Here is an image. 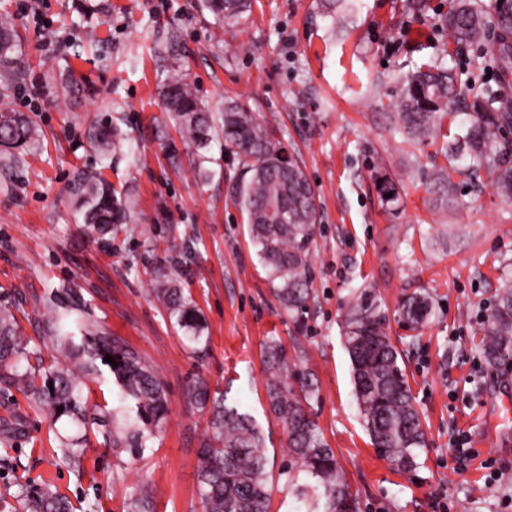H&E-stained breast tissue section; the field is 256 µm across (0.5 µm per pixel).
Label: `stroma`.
<instances>
[{
    "label": "stroma",
    "mask_w": 512,
    "mask_h": 512,
    "mask_svg": "<svg viewBox=\"0 0 512 512\" xmlns=\"http://www.w3.org/2000/svg\"><path fill=\"white\" fill-rule=\"evenodd\" d=\"M82 0H39L49 19L36 34L17 0H0L23 36L32 109L41 140L17 167L0 170V305L17 308L24 338L45 349L36 321L39 297L66 285L91 303L90 318L149 359L169 391L163 432L139 458L107 451L88 434L80 465L56 456L59 438L75 435L68 417L30 409L20 392L0 393V417L20 425L15 448L0 447V496L18 484L52 483L73 512H126L130 492L148 484L157 512H203L198 446L207 415L189 405L197 379L226 392L266 436L272 512H293L285 477L286 433L266 404L262 352L270 337L304 352L317 396L310 409L334 449L359 512H512V361L492 367L479 342L507 273L512 272V201L488 174L454 175V201L428 192L446 166L440 145L401 133L391 113L403 76L441 56L435 28L442 0H355L327 14L323 0H254L251 13L225 32L193 0H101L92 20ZM173 45L158 56L156 45ZM180 65L213 111L233 97L274 143L302 158L319 204L312 250L314 300L295 329L271 293L245 215L233 203L238 161L213 143L208 178L192 170L188 148L161 108L159 91ZM112 120L125 143L106 177L133 202V221L111 246L83 231L67 197L75 169L98 165L91 118ZM398 191L386 202L380 176ZM193 228L194 237L183 234ZM180 271L206 320L208 355L189 354L180 331L150 294L146 276L159 261ZM427 294L432 314L415 331L401 327L398 304ZM369 300L386 317L400 350L428 447L419 467L395 469L373 447L354 397L345 347L351 306ZM468 433L476 453L457 469L450 440Z\"/></svg>",
    "instance_id": "obj_1"
}]
</instances>
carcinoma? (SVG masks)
<instances>
[{"label":"carcinoma","instance_id":"1","mask_svg":"<svg viewBox=\"0 0 512 512\" xmlns=\"http://www.w3.org/2000/svg\"><path fill=\"white\" fill-rule=\"evenodd\" d=\"M219 22L232 26L250 11L251 0H197ZM438 14V29L451 43L476 44L481 59L500 76L512 69V0H493L487 13L470 0H446ZM497 34L489 35L490 30ZM21 38L8 16H0V166L18 164L21 151L36 141L34 122L22 112L8 109L5 99L21 75ZM459 97L456 76L443 60L424 63L402 84L394 116L396 125L411 139L441 141V150L452 173L470 178L485 169L494 175L499 194L512 200V98L504 85L490 90L468 105L467 124L445 129L443 119ZM165 112L181 140L191 149L198 177L207 176L211 142L217 135L238 160L240 177L232 185L233 202L246 214L250 237L273 283L272 294L296 327L312 300L310 262L317 230L318 208L310 180L297 160L285 165L282 149L269 132L233 99L224 101V112L215 117L191 87L180 67L173 68L160 91ZM91 144L100 160L112 159L121 146L112 124L90 123ZM451 173H437L433 191L443 201L456 195ZM68 193L96 241H106L126 230L129 200L118 193L102 171L86 167L75 172ZM151 296L182 331L191 353H207L206 322L179 273L163 263L154 267ZM431 303L422 294L401 302L399 317L409 330H417L430 316ZM85 303L73 288H52L44 295L37 322L43 341L65 354L70 363L44 366L40 353L29 349L21 336L14 308H0V386L15 389L37 409L66 416L84 433L60 440L58 451L70 463L81 461L85 430L97 425L115 451L141 457L169 412L168 387L150 361L119 337L99 330L87 318ZM352 366L355 398L372 445L389 462L412 470L427 448L422 417L415 406L401 354L386 331V317L373 304L352 307L346 336ZM486 362L498 365L512 359V284L497 294L481 340ZM110 355L116 362L104 361ZM109 373L116 387L118 406L109 416L87 413L84 381ZM264 373L270 412L284 426L288 437V495L294 512H343L357 509L356 497L343 478L333 448L324 439L310 413L316 387L309 373L290 365L282 342L273 337L265 345ZM190 402L210 414L207 432L199 447L198 491L205 512H271L270 472L264 436L253 417L237 402L229 404L224 393L211 390L202 379L189 389ZM304 472L315 484L299 485L293 476ZM18 512H72L70 501L47 484L22 485L15 495ZM127 512H155L148 485L130 493Z\"/></svg>","mask_w":512,"mask_h":512}]
</instances>
